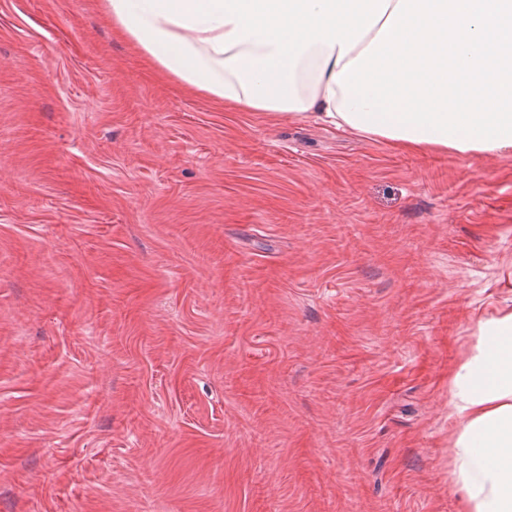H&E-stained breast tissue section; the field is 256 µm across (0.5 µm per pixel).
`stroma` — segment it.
Instances as JSON below:
<instances>
[{
    "instance_id": "35a3bbf8",
    "label": "stroma",
    "mask_w": 512,
    "mask_h": 512,
    "mask_svg": "<svg viewBox=\"0 0 512 512\" xmlns=\"http://www.w3.org/2000/svg\"><path fill=\"white\" fill-rule=\"evenodd\" d=\"M512 155L229 110L100 0H0V512H459Z\"/></svg>"
}]
</instances>
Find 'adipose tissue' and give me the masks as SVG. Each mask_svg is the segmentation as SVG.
I'll return each instance as SVG.
<instances>
[{"label":"adipose tissue","mask_w":512,"mask_h":512,"mask_svg":"<svg viewBox=\"0 0 512 512\" xmlns=\"http://www.w3.org/2000/svg\"><path fill=\"white\" fill-rule=\"evenodd\" d=\"M398 0H101L160 71L228 106L313 116L339 129L334 74L375 39ZM448 377V463L461 512H512V307L478 320Z\"/></svg>","instance_id":"1"}]
</instances>
